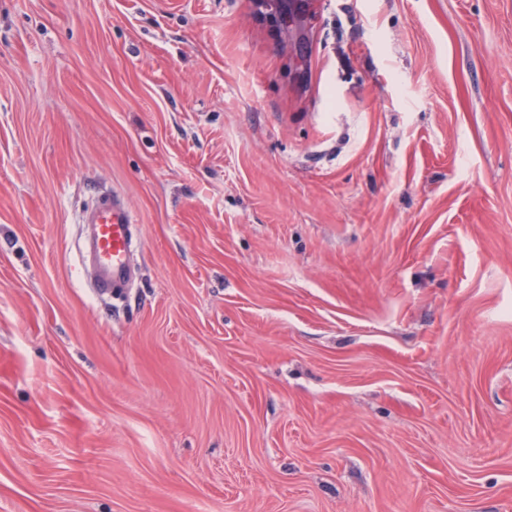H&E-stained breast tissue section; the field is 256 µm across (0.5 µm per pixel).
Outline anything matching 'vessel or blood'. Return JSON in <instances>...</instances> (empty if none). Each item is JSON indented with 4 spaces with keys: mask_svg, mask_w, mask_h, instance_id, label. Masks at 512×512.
<instances>
[{
    "mask_svg": "<svg viewBox=\"0 0 512 512\" xmlns=\"http://www.w3.org/2000/svg\"><path fill=\"white\" fill-rule=\"evenodd\" d=\"M87 229V251L94 286L99 294H112L127 288L131 275L134 219L120 198L99 203L82 218Z\"/></svg>",
    "mask_w": 512,
    "mask_h": 512,
    "instance_id": "vessel-or-blood-1",
    "label": "vessel or blood"
}]
</instances>
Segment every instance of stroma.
Masks as SVG:
<instances>
[{
    "instance_id": "stroma-1",
    "label": "stroma",
    "mask_w": 512,
    "mask_h": 512,
    "mask_svg": "<svg viewBox=\"0 0 512 512\" xmlns=\"http://www.w3.org/2000/svg\"><path fill=\"white\" fill-rule=\"evenodd\" d=\"M290 66L250 0H0V512H512V0H317ZM87 229V251H80L90 266L94 287L100 295L127 288L131 275L134 219L124 202L113 196L108 203H97L82 217Z\"/></svg>"
}]
</instances>
